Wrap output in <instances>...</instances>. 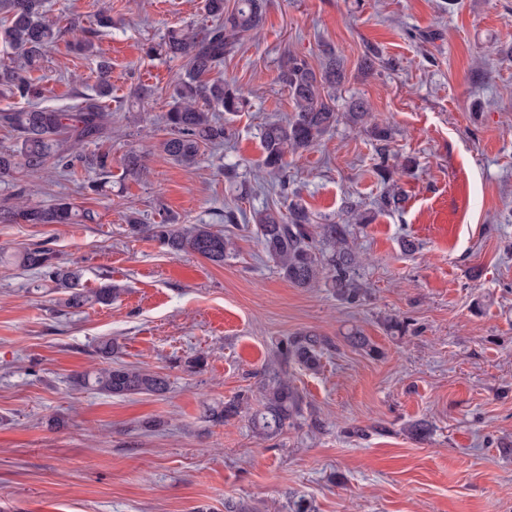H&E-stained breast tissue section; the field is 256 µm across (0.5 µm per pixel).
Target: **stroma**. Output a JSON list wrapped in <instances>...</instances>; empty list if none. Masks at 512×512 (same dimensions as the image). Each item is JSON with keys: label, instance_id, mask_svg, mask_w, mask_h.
I'll use <instances>...</instances> for the list:
<instances>
[{"label": "stroma", "instance_id": "stroma-1", "mask_svg": "<svg viewBox=\"0 0 512 512\" xmlns=\"http://www.w3.org/2000/svg\"><path fill=\"white\" fill-rule=\"evenodd\" d=\"M46 5L51 17L95 30L99 54L52 44L40 70L44 104L76 103L94 89L98 58L112 64V185L93 192L95 174L80 166L0 184L5 208L66 198L96 215L0 223V249L48 242L80 267L83 287L109 283L120 294L64 314L58 293L35 291L33 272L0 265V512H225L228 502L289 512L298 500L313 512H512V0H267L259 28L217 72L243 87L248 107L227 116L224 145L191 166L159 148L179 65L143 46L168 28L208 24L204 0ZM103 12L111 27L98 26ZM369 45L386 63L364 74L357 65ZM327 47L348 77L337 107L368 100L394 131L393 153L411 162L399 181L404 212H376L374 143L343 122L289 156L291 197L265 190L260 130L293 110L280 67L291 55L319 66ZM138 85L151 94L134 105ZM144 145L146 176L124 177V154ZM292 200L318 220H343L352 200L373 214L355 227L360 302L321 284L293 286L252 227L224 221L230 207L283 210ZM132 212L150 224L167 215L212 225L234 250L220 265L169 253L128 234ZM406 239L415 251H404ZM391 319L403 330H388ZM356 330L377 355L350 344ZM306 331L328 341L316 373L281 355ZM105 338L120 362L167 375L169 392L74 389V375L101 367L94 349ZM200 353L204 366L187 368ZM272 374L302 395L298 425L265 440L242 415L206 421L239 394L258 405ZM418 420L431 427L422 442L406 432Z\"/></svg>", "mask_w": 512, "mask_h": 512}]
</instances>
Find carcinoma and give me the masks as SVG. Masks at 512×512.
Here are the masks:
<instances>
[{
  "mask_svg": "<svg viewBox=\"0 0 512 512\" xmlns=\"http://www.w3.org/2000/svg\"><path fill=\"white\" fill-rule=\"evenodd\" d=\"M4 8L8 10L4 34L14 55L10 64L0 67V89L12 96L32 99L34 103L21 109L0 110V126L15 132L13 145L0 148V180H13L17 173L33 174L51 166L68 170L79 162L97 172L93 190H103L112 177L110 153L88 155L84 146L109 138L111 126L104 105V100L112 97L109 62L98 61L94 93L80 97L73 106L38 103L42 92L31 77L40 67L46 48L66 36L74 38L77 51L97 55L93 41L95 31L79 29L74 21L62 25L50 18L46 0H6ZM265 8L266 0H236L232 8L226 7L225 0H205V11L214 19L212 25L199 30L170 29L159 42L147 47L149 55H164L180 62L173 89L174 103L164 113L168 137L162 142V150L173 161L191 165L198 160L202 148L224 144L228 130L214 113H236L245 106L246 98L236 83L212 78L210 74L224 64L239 36L258 29ZM379 60L380 51L370 46L361 57L359 69L368 74L375 70ZM346 78L343 59L330 48L323 50L317 70L304 59L288 58L278 79L287 88L294 111L285 123L264 125L261 166L278 177L279 194H288L287 156L311 150L321 136L344 119L375 142L378 161L374 173L383 185L377 201L379 211L400 212L406 196L398 185L397 175L409 165L389 164L392 129L387 124L369 122L372 108L367 100L353 98L346 111H336L333 93ZM147 157L148 152L142 149L129 150L123 159L124 175L140 177L146 170ZM2 218L18 224L95 221L94 213L79 214L66 199L14 210L0 208ZM249 218L260 244L285 280L300 288H312L323 279L325 286L340 300L348 304L359 301L364 288L358 282L357 257L350 246L352 225L363 220L357 205L350 206L345 221L325 224L315 223L312 213L298 202L289 204L285 212L273 208L251 216L243 210L224 212L226 224ZM126 223L131 236L146 235L174 254L194 253L222 264L233 250L231 239L209 224L189 227L166 221L144 224L134 214L126 216ZM319 244L326 246V250L317 248ZM9 261L35 271L41 280L52 283L65 295L60 306L72 311L95 304L109 305L120 293V289L110 284L91 290L81 287L80 271L62 265L56 253L41 243L9 256L0 251V263ZM324 346L325 341L320 336L300 333L288 340L282 355L308 371H316L321 365ZM96 353L109 361V365L75 376V386L94 388L112 397L168 392V377L115 361L117 346L112 340L100 341ZM243 412L250 413L251 424L259 435L270 438L297 424L303 417V401L287 380L275 376L263 383L261 408L252 412L250 405L237 398L208 410L206 418L220 425Z\"/></svg>",
  "mask_w": 512,
  "mask_h": 512,
  "instance_id": "carcinoma-1",
  "label": "carcinoma"
}]
</instances>
